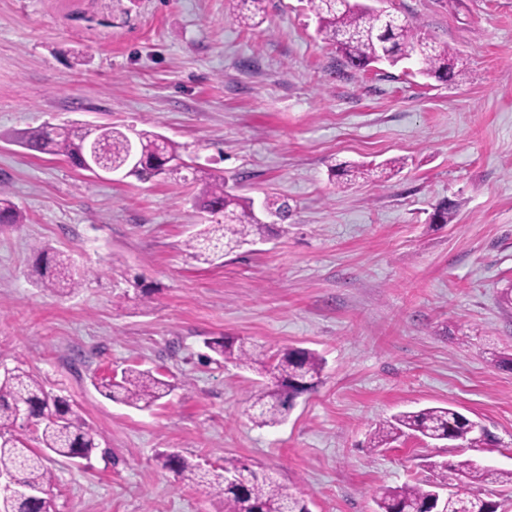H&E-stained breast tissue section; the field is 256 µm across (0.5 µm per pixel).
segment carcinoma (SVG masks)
<instances>
[{"instance_id":"obj_1","label":"carcinoma","mask_w":512,"mask_h":512,"mask_svg":"<svg viewBox=\"0 0 512 512\" xmlns=\"http://www.w3.org/2000/svg\"><path fill=\"white\" fill-rule=\"evenodd\" d=\"M264 0H240V23L251 26ZM319 32L343 54L347 64L364 69L379 60L391 66L412 60L417 73L452 83L459 75L461 58L449 48H439L421 36L417 26L393 14L381 16L359 0H308ZM104 143L112 145V167L125 166L133 138L151 146L156 132L148 129L123 131L107 126ZM85 133L72 125H46L31 132L23 145L42 154L62 156L74 167L83 168L81 153ZM182 146L167 139L162 147L147 154L146 165L161 168L168 161L182 159ZM342 175L352 181L366 180L375 169L358 164L340 165ZM201 209L224 216V223L207 224L186 241L192 256L205 261L224 256L252 239L265 238L267 224L254 215V201L224 190V178L208 176L206 190L199 198ZM15 206L0 191V224H17ZM37 274L44 288L61 294L75 292L81 279L73 277L68 259L60 253L40 249ZM207 347L224 362L257 371L268 381L250 392L251 418L260 425L284 422L292 401L300 392L298 383L314 389L324 369V360L306 348H282L266 356L242 341L214 338ZM101 392L110 400L136 409H149L172 391L169 382L150 370L126 368L121 376L102 379ZM34 427L39 448L28 446L13 433L17 422ZM473 419L448 407H426L400 412L380 422L370 433L369 447L384 448L403 436L423 440L459 442L475 448L490 442V434L473 428ZM99 448L97 433L86 423L78 408L65 397L46 389L43 380L19 366L0 376V474L14 478L18 485L43 493L41 497L17 496L3 502L4 512H48L54 473L46 465L51 455L87 459ZM156 461L163 469L193 480L207 493L224 500L227 512H309L301 498L286 492L270 475L259 472L238 458H224L222 472L212 473L193 459L176 452H161ZM434 480L399 487H384L376 497L377 512H404L411 507L433 512L432 497L448 487L450 476L473 485H512V470L502 471L475 464L439 466ZM444 512H499L503 503L488 496L467 495L450 499Z\"/></svg>"}]
</instances>
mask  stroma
I'll use <instances>...</instances> for the list:
<instances>
[{
    "label": "stroma",
    "mask_w": 512,
    "mask_h": 512,
    "mask_svg": "<svg viewBox=\"0 0 512 512\" xmlns=\"http://www.w3.org/2000/svg\"><path fill=\"white\" fill-rule=\"evenodd\" d=\"M466 69L453 84L414 62L358 71L317 31L307 0H0V359L76 404L100 447L55 458L52 512H224L162 470L177 451L207 470L258 464L310 512H374L380 487L431 478L430 462L512 470V0H385ZM154 121L193 169L262 205L287 197L265 242L207 263L185 242L215 223L182 175L92 176L28 151L45 123ZM398 158L391 178L345 185L343 162ZM450 204L455 219L433 224ZM69 256L82 286L41 287L34 246ZM234 336L325 360L282 424L253 422L254 372L215 358ZM137 367L172 393L146 410L105 398ZM448 406L494 435L482 448L403 438L376 424Z\"/></svg>",
    "instance_id": "1"
}]
</instances>
